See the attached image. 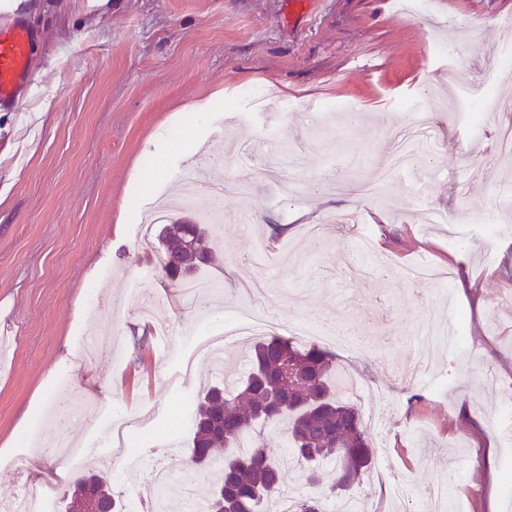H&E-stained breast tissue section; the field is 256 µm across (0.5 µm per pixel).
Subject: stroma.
Segmentation results:
<instances>
[{"mask_svg":"<svg viewBox=\"0 0 512 512\" xmlns=\"http://www.w3.org/2000/svg\"><path fill=\"white\" fill-rule=\"evenodd\" d=\"M13 18L35 47L21 106L0 109V495L30 481L61 499L78 472L58 467L45 441L90 445L114 409L136 420L128 455L140 490L164 457L173 500L185 482L208 483L164 450L172 439L188 447L180 425L198 392L246 376V352L200 362L185 385L166 377L209 328L260 309L284 336L347 316L337 361L367 376L372 391L354 404L380 425L375 462L351 490L366 512H419L416 493L386 494L394 475L416 492L447 482L451 512H512V414L502 411L512 222L500 196L512 156H490L495 124L472 138L464 116L469 101L512 84L498 63L512 46V0H431L422 18L398 0H0V22ZM437 37L460 56L440 52ZM229 102L241 119L226 125ZM416 104L431 109L437 155L419 150L409 173L362 192ZM178 125L191 129L182 148L156 157ZM268 134L297 153L296 170L260 149ZM246 144L258 145L262 176L241 199L229 185ZM203 153L218 157L207 179L223 192L224 221L209 227L216 260L198 274L220 287L189 305L157 269L144 317L130 295L163 244L159 225L140 232L139 208L176 191L178 167ZM426 206L451 222L423 223ZM364 235L389 273L344 279L346 245ZM261 244L267 265L245 268ZM420 262L449 271V284L403 282L401 267ZM427 323L440 336L434 373L415 385L404 380L410 336Z\"/></svg>","mask_w":512,"mask_h":512,"instance_id":"35a3bbf8","label":"stroma"}]
</instances>
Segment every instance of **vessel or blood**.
Returning a JSON list of instances; mask_svg holds the SVG:
<instances>
[{"instance_id":"vessel-or-blood-1","label":"vessel or blood","mask_w":512,"mask_h":512,"mask_svg":"<svg viewBox=\"0 0 512 512\" xmlns=\"http://www.w3.org/2000/svg\"><path fill=\"white\" fill-rule=\"evenodd\" d=\"M34 35L19 19L0 25V108H17L26 87Z\"/></svg>"}]
</instances>
